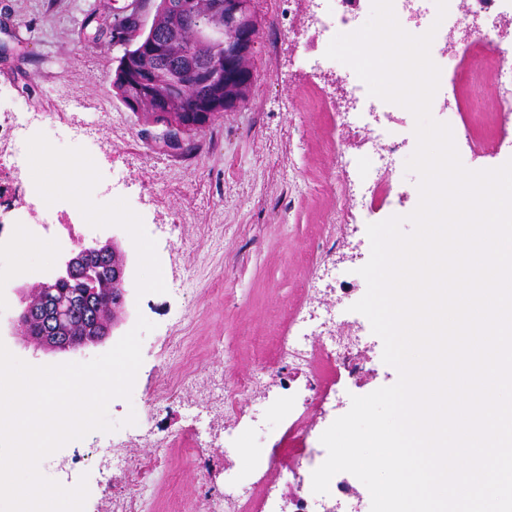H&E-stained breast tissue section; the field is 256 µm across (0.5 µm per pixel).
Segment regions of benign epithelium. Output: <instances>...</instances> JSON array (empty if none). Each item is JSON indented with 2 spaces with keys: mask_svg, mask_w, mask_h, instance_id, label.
I'll use <instances>...</instances> for the list:
<instances>
[{
  "mask_svg": "<svg viewBox=\"0 0 512 512\" xmlns=\"http://www.w3.org/2000/svg\"><path fill=\"white\" fill-rule=\"evenodd\" d=\"M252 4L253 0H194L189 18L182 21L188 25V42L216 44L224 51V65L234 68L238 76L231 78L218 66H195L191 75L206 86L207 94L190 104L179 94L183 74L156 66L168 54V42L148 41L142 67L129 83L128 102L134 107L146 103L163 117L156 139L180 148L190 128L203 125L213 112H230L247 100L253 80L249 60L259 31ZM67 279H78L83 287L55 299V284ZM127 280L128 257L115 241L80 245L53 280L16 289L23 309L14 329L37 349L78 350L101 343L126 311ZM107 282L112 284V299L103 300L98 297V285ZM71 305L92 309L91 325L79 336H61L62 311Z\"/></svg>",
  "mask_w": 512,
  "mask_h": 512,
  "instance_id": "obj_1",
  "label": "benign epithelium"
}]
</instances>
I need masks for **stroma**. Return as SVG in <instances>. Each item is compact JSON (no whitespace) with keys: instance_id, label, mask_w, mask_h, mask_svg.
<instances>
[{"instance_id":"stroma-1","label":"stroma","mask_w":512,"mask_h":512,"mask_svg":"<svg viewBox=\"0 0 512 512\" xmlns=\"http://www.w3.org/2000/svg\"><path fill=\"white\" fill-rule=\"evenodd\" d=\"M158 0H0V110L49 112L53 121L31 124L26 134L49 143L53 159L73 158L93 170L100 186L88 204L117 211L113 221L82 225L86 243L115 239L131 270L130 315L104 344L65 353L24 345L10 328L20 312L14 289L21 277L0 282V343L34 366L85 362L112 349L138 317L153 322L142 337V364L130 399L117 398L108 416L117 430L74 441L56 463L72 479L87 477L84 512L123 492L128 477L101 473L97 452L112 442L150 428L155 439L198 438L199 447L171 448L154 476L151 512H193L205 487L249 477L240 451L288 459L289 420L270 411L286 387H303L306 377L280 370L266 396H254L244 420L225 417L211 404L222 384L252 374L258 362L275 363V353L296 309L321 311L330 303L342 320L359 321L362 338L351 351L353 370L342 372L336 408L307 410L313 431L307 442L320 447L322 433L364 396L398 380L384 363L383 342L367 318L350 307L366 292L365 280L345 294L340 283L369 260L366 227L417 206L418 177L405 163L416 148L415 119L407 109L362 113L347 127L332 79L338 68L321 60L322 40L305 0H253L259 34L252 52L254 84L247 101L231 112L213 113L188 133V149L148 140L153 123L129 111L110 82L123 54L104 18L139 10L151 25ZM474 112L454 110L456 86L445 82L431 113L437 121L465 122L467 141L458 153L471 170L495 168L512 159V124L497 121L490 90H472ZM100 124V138L71 136L68 124L86 118ZM403 130L390 150L389 201L378 213L358 205V182L341 168L339 153L360 154L380 126ZM45 156V157H48ZM45 157L20 162L19 174L0 171V269L58 273L72 247L54 248L42 227L20 239L23 212L12 202L19 182H39L43 210L59 215L80 191L81 173L56 177ZM187 336L189 362H200L202 378L162 405L150 399L159 379L184 371L167 357L174 331ZM135 424H126L128 413ZM341 512H371L366 486L352 474L335 475L325 496Z\"/></svg>"}]
</instances>
